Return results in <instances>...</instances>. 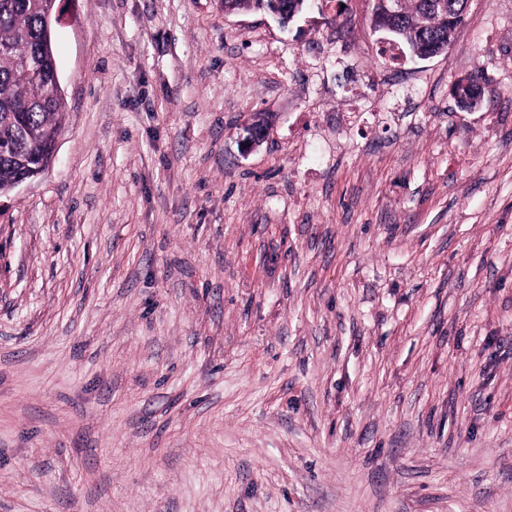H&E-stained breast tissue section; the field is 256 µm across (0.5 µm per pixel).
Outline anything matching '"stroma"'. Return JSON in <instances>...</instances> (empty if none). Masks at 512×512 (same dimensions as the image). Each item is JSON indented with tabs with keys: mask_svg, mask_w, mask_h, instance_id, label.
Segmentation results:
<instances>
[{
	"mask_svg": "<svg viewBox=\"0 0 512 512\" xmlns=\"http://www.w3.org/2000/svg\"><path fill=\"white\" fill-rule=\"evenodd\" d=\"M373 5L64 0L0 512H512V0L394 65ZM306 2L307 0H224V10L234 12L258 8L270 13L276 9L288 13L298 10L300 14L304 10Z\"/></svg>",
	"mask_w": 512,
	"mask_h": 512,
	"instance_id": "stroma-1",
	"label": "stroma"
}]
</instances>
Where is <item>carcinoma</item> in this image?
Listing matches in <instances>:
<instances>
[{
	"label": "carcinoma",
	"instance_id": "cac0c4a2",
	"mask_svg": "<svg viewBox=\"0 0 512 512\" xmlns=\"http://www.w3.org/2000/svg\"><path fill=\"white\" fill-rule=\"evenodd\" d=\"M307 0H224V10L255 8L303 11ZM454 0H402L393 9L384 0L374 8V24L392 30L393 39L428 57L448 50L454 30L466 17L445 10ZM55 11L51 0H0V191L28 171L26 163L45 158L56 139L65 107L54 91L52 34L45 17Z\"/></svg>",
	"mask_w": 512,
	"mask_h": 512
}]
</instances>
